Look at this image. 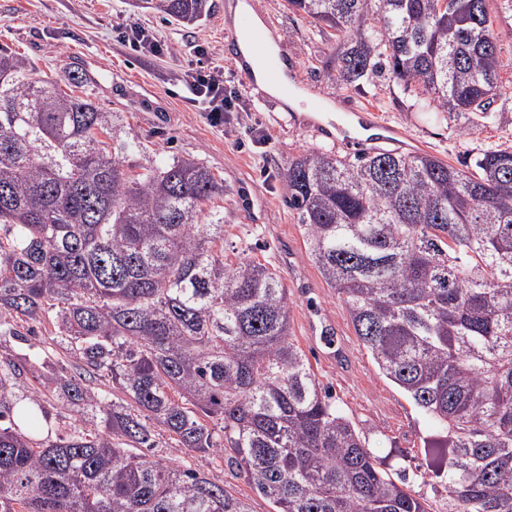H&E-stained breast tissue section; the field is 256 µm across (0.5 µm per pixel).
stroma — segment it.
Returning <instances> with one entry per match:
<instances>
[{"instance_id":"35a3bbf8","label":"stroma","mask_w":512,"mask_h":512,"mask_svg":"<svg viewBox=\"0 0 512 512\" xmlns=\"http://www.w3.org/2000/svg\"><path fill=\"white\" fill-rule=\"evenodd\" d=\"M237 0H208L207 15L184 26L129 6L128 0H0V47L26 56L38 75L67 85L74 73L87 81L86 94L106 112L117 113L150 156L201 159L224 183L214 204L224 212V256L271 264L288 290L291 340L337 404L369 434V449L393 476L423 497L430 512H448L444 481L433 466L432 426L409 396L386 379L356 335L349 315L307 255L297 212L288 206L285 169L290 157L320 147L353 155L314 134L308 116L261 89L233 57L240 18ZM270 31L288 81L308 98L331 103L341 114L375 109L410 150L429 153L462 169L483 151L512 146V17L489 0L501 33L498 43L502 94L487 127L467 131L466 118L421 112L416 95L387 77L357 88L337 86L332 70L338 42L285 0H247ZM152 29L171 43V56L133 50L120 38L126 27ZM223 70L224 86L242 91L243 109L210 124L186 98L184 76L197 65Z\"/></svg>"}]
</instances>
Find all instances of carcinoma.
Returning <instances> with one entry per match:
<instances>
[{"mask_svg":"<svg viewBox=\"0 0 512 512\" xmlns=\"http://www.w3.org/2000/svg\"><path fill=\"white\" fill-rule=\"evenodd\" d=\"M341 37L336 83L381 72L422 112L495 119L488 0H287ZM191 23L207 0H129ZM137 136L0 48V512H252L155 432L221 457L274 512H429L289 339L277 272L224 260V185L195 157L127 158ZM467 173L426 153L288 159L308 255L381 374L448 449L451 512H512V147ZM104 380L110 389L95 382Z\"/></svg>","mask_w":512,"mask_h":512,"instance_id":"carcinoma-1","label":"carcinoma"}]
</instances>
